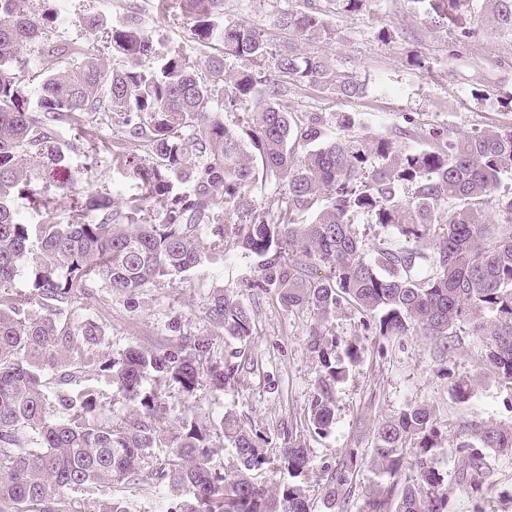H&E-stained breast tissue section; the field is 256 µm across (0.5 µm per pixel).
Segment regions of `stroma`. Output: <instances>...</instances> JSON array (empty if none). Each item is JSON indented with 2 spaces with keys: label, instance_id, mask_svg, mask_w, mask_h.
Segmentation results:
<instances>
[{
  "label": "stroma",
  "instance_id": "35a3bbf8",
  "mask_svg": "<svg viewBox=\"0 0 512 512\" xmlns=\"http://www.w3.org/2000/svg\"><path fill=\"white\" fill-rule=\"evenodd\" d=\"M326 15L332 38L324 44L338 68L352 72L368 85L358 99L344 101L336 95L307 85L288 88V110L294 119L316 113L329 131H336L340 113L355 119L359 135L385 134L402 126L404 117L417 124L459 134L475 128H492L512 123V112L499 108L500 99L512 96V37L502 34L483 0H473L478 19L475 41L453 47L448 30L427 25L409 0H366L363 10L345 13L336 0H314ZM130 0H55L59 15L52 35L62 40L81 41L108 64H118L101 33L88 28L96 19L103 26L125 17ZM305 0H224V14L242 18L265 30H273L280 10L304 5ZM137 15L161 41L162 50L180 51L192 58L208 55L192 35V23L177 11L155 13L148 0H139ZM388 38H380V30ZM424 61L413 66V57ZM107 147L88 161L68 151L59 140L64 162L76 176L80 194L106 193L115 199L140 195L141 184L134 174L145 164L144 147L128 143L124 132L106 116L97 124ZM255 266L242 249L230 250L225 262L207 264L193 272L161 282L139 295L136 302L125 296L98 292L84 301L77 317L99 315L107 323L100 350L116 355L136 346L155 350L170 342L172 317H180L181 333L192 337L209 327L206 311L213 289L224 288L238 295L257 313L256 329L245 342L232 338L218 342L219 352L244 351L246 363L234 385L224 392L201 391L194 414L206 422L230 412L247 430L265 440L269 457L287 446L289 435L304 442L310 466L299 479L307 498L321 503L325 484L348 449L370 453L379 422L397 414L408 401L426 405L443 434V451L438 465L448 473L450 512H512V456L489 452L493 472L490 484L474 488L459 477L460 461L451 448L459 425L477 420L497 425L512 424V387L494 380L476 382L468 403H453L448 396L449 378L474 379L481 349L472 337H461L448 363H440L432 339L423 336L384 338L365 330L360 314L345 306L333 314L326 327L335 334L338 347L355 344L359 360L350 365L336 384L335 423L327 435L314 434L309 406L314 384L321 371L309 342L315 320L310 312L288 310L274 294H264L245 285ZM449 376H441V367ZM165 447L147 449L134 474L107 485H89L71 491L78 512L109 499L124 500L130 512H155L159 500H173L168 489L158 487L151 476L163 459Z\"/></svg>",
  "mask_w": 512,
  "mask_h": 512
}]
</instances>
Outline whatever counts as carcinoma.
<instances>
[{
    "label": "carcinoma",
    "mask_w": 512,
    "mask_h": 512,
    "mask_svg": "<svg viewBox=\"0 0 512 512\" xmlns=\"http://www.w3.org/2000/svg\"><path fill=\"white\" fill-rule=\"evenodd\" d=\"M431 26L458 41L475 34L471 0H410ZM53 0H0V509L3 512H71L68 492L110 484L135 472L161 426L167 454L152 473L179 495L162 512H315L297 478L308 467L307 449L293 434L280 449L273 490L255 475L270 464L261 437L225 413L206 424L191 409L171 418L151 376L187 398L206 389L222 392L239 371L240 354H217V339L245 341L256 316L234 293L212 291L207 318L213 331L175 338L157 351L130 348L100 355L104 323H73L75 304L98 288L135 300L145 288L186 274L208 260L224 259V243L257 260L247 287L272 291L289 309L316 316L312 349L321 362L309 420L318 435L334 423L336 382L359 348L336 356L328 317L350 305L380 336L418 333L435 340L445 361L459 337L482 343V374L512 386V126L474 128L452 136L412 132L428 147H407L406 131L355 137L348 114L329 136L316 114L295 121L288 84L323 87L349 101L367 83L336 68L333 57L305 52L298 42L325 41L331 30L320 9H286L274 25L286 35L272 48L261 29L224 18V0H159L158 11L178 9L193 22L195 42L216 45L203 61L176 52L161 56L135 14L105 31L112 68L86 45L50 37ZM493 18L512 33V0H486ZM38 40L58 64L33 75L24 49ZM79 60L76 66L70 65ZM230 59L271 64L269 73L242 69L228 76ZM39 80L37 110L26 106L29 81ZM256 110L254 125L230 126L224 113ZM105 115L128 137L146 144L149 164L135 169L139 196L116 201L106 194L77 197L63 223L23 220L17 198L49 210L69 180L41 182L34 160L56 145L63 131L69 148L93 158L100 150L95 122ZM306 148L303 158L296 150ZM271 178L288 185L285 208L256 203L250 187ZM495 202V216L486 205ZM98 212L95 221L88 210ZM314 210L306 224L295 215ZM392 229L371 249L363 247L352 217ZM323 274H318V271ZM30 276L29 290H15ZM104 374L136 417L116 423L102 415L93 386L70 391L78 374ZM61 385L54 399L46 374ZM448 377L456 404L472 387ZM65 411L59 418L55 411ZM222 437L239 462L229 476L215 464L213 438ZM442 432L429 408L409 403L381 422L369 460L350 449L327 481L323 512H347L355 472L369 467L388 482L364 496L361 512H448L447 481L438 467ZM417 453L409 462L406 443ZM512 452V425L464 421L454 446L463 461L459 478L474 486L489 477L486 451Z\"/></svg>",
    "instance_id": "1"
}]
</instances>
